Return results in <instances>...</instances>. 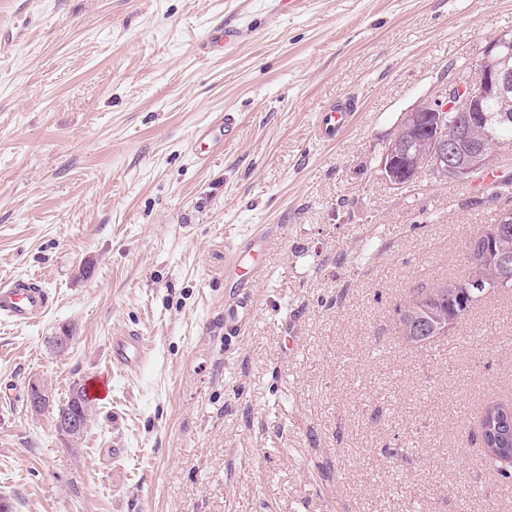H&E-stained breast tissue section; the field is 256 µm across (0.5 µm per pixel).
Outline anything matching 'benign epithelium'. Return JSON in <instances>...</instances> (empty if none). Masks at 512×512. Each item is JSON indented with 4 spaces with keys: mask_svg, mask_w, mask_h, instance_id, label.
Here are the masks:
<instances>
[{
    "mask_svg": "<svg viewBox=\"0 0 512 512\" xmlns=\"http://www.w3.org/2000/svg\"><path fill=\"white\" fill-rule=\"evenodd\" d=\"M503 41L494 39L484 47L483 55L472 67L470 76L452 86L437 91L435 98L425 101L406 113L401 130L404 139L394 138L390 149L384 151L380 170L390 185L403 188L412 184L424 166L434 172L440 182L465 183L474 174L500 164V154L490 153L475 143L470 153L463 151V144L471 138L474 128L482 129L484 136L489 117L483 104L490 97L512 95V56L502 54ZM461 113L457 127L448 128V112ZM427 141L426 152L410 153L409 143ZM512 228V211L502 212L499 223L482 230V237L496 236ZM50 397L37 379L30 383L29 408L39 414L50 409ZM59 432L65 437L81 433L83 425L71 416L61 413L57 420Z\"/></svg>",
    "mask_w": 512,
    "mask_h": 512,
    "instance_id": "1",
    "label": "benign epithelium"
}]
</instances>
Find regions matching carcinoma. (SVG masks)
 <instances>
[{"label": "carcinoma", "mask_w": 512, "mask_h": 512, "mask_svg": "<svg viewBox=\"0 0 512 512\" xmlns=\"http://www.w3.org/2000/svg\"><path fill=\"white\" fill-rule=\"evenodd\" d=\"M501 146L509 149V155L502 159L500 168L512 167V125L500 128L496 136L485 140L489 152ZM512 254V231L501 237L493 247L484 246L481 237L470 236L467 253L473 256L470 270L479 272L484 279L481 289L466 287L468 279L448 281L438 288H413L408 300L398 310L402 338L414 345L425 344L449 333L448 327H459L483 299L502 288H512V278L503 280L504 273L494 259V253ZM77 414L84 422L91 417V401L83 386L70 391L63 404L53 407L58 412L61 407ZM479 431L484 454L502 476H512V403L491 401L485 405L479 417Z\"/></svg>", "instance_id": "cac0c4a2"}]
</instances>
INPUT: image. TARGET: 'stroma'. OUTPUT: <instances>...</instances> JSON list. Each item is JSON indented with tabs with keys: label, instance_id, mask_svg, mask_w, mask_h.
Listing matches in <instances>:
<instances>
[{
	"label": "stroma",
	"instance_id": "1",
	"mask_svg": "<svg viewBox=\"0 0 512 512\" xmlns=\"http://www.w3.org/2000/svg\"><path fill=\"white\" fill-rule=\"evenodd\" d=\"M246 32L205 54L208 30ZM512 31V0H0V278L56 297L0 326V496L14 512H512L477 418L512 401V292L417 347L409 289L467 277L504 208L481 179L378 161L406 113ZM353 98L317 139L316 112ZM235 140L201 163L216 113ZM274 228L254 314L224 341L237 241ZM72 326L73 340L53 338ZM150 354L114 372L112 336ZM83 437L27 405L95 373ZM355 112H349L347 107L331 105L318 111L315 131L319 139L331 141L338 139L348 126L349 117Z\"/></svg>",
	"mask_w": 512,
	"mask_h": 512
}]
</instances>
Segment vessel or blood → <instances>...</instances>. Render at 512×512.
Listing matches in <instances>:
<instances>
[{
	"mask_svg": "<svg viewBox=\"0 0 512 512\" xmlns=\"http://www.w3.org/2000/svg\"><path fill=\"white\" fill-rule=\"evenodd\" d=\"M244 36L243 31L234 26H221L204 41V49L216 47L231 49ZM350 113L347 108L329 106L319 110L315 131L319 139L331 141L338 139L348 126ZM236 113L227 112L215 118L202 132L208 147L219 148L234 140L238 132ZM269 240L268 234H252L240 242L234 251V260L230 273H237L245 261H253L252 276L244 280L243 290L238 297L224 306V327L228 332L236 333L247 324L252 315L250 288L254 278L260 277L262 265L255 258L260 249ZM54 295L41 281L32 276H17L0 280V323L11 325L34 324L39 322L52 308ZM148 346L143 334L136 330H127L112 336L109 360L113 368L119 370H137L147 361Z\"/></svg>",
	"mask_w": 512,
	"mask_h": 512,
	"instance_id": "1",
	"label": "vessel or blood"
}]
</instances>
